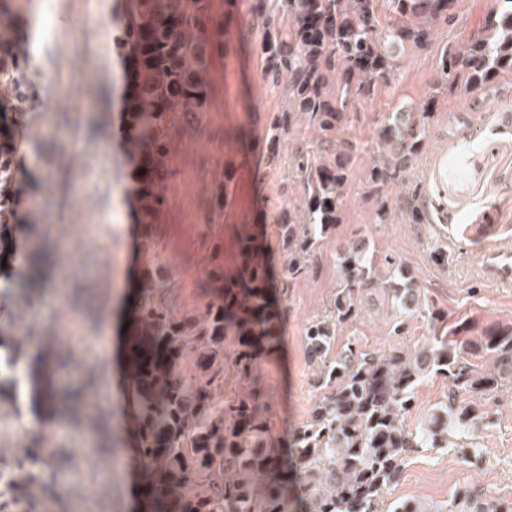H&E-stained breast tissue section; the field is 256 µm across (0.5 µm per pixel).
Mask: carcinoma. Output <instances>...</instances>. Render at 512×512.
Segmentation results:
<instances>
[{"label":"carcinoma","instance_id":"cac0c4a2","mask_svg":"<svg viewBox=\"0 0 512 512\" xmlns=\"http://www.w3.org/2000/svg\"><path fill=\"white\" fill-rule=\"evenodd\" d=\"M260 36V72L285 103L266 128L267 164L281 163L280 145L300 125L315 148L300 146L293 168L303 205L275 214L277 246L288 256L287 276L312 271L318 240L343 222L345 186L360 144L346 133L350 114L393 89L410 53L438 55L436 77L418 106L396 104L377 122V161L368 172L371 223L393 215L390 187L405 181L427 147L428 126L457 93L479 109L490 97L512 96V0H494L478 33L459 44L440 41L454 25L458 0H238ZM121 83L119 151L137 170L145 193L135 192L131 219L154 224L178 148V129L203 123L213 87L211 61L221 50L209 0H112ZM24 57L0 43V70H18ZM414 192L397 199L408 223H424ZM340 287L335 318L306 330L307 357L319 365L326 392L311 419L291 438L288 454L298 481L289 482L269 436V395L256 382L258 350L279 340L268 316L271 273L266 249L252 229L237 236L233 269L222 295L194 313L164 304L167 273L146 266L137 289L141 331L167 358L141 382L138 412L144 430L138 454L163 476L175 512H377L419 448L456 447L477 419L482 400L512 388V321L480 330L430 312L428 341L411 352H367L353 345L332 355L337 327L361 316L362 300L379 287L377 262L362 240L338 254ZM400 320L417 310L419 289L398 270L389 285ZM238 349L226 362L224 346ZM246 386L242 395L217 396L227 369ZM445 375L453 391L412 431L405 417L414 390L430 375ZM465 512H512V503L460 493Z\"/></svg>","mask_w":512,"mask_h":512}]
</instances>
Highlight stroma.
Masks as SVG:
<instances>
[{
    "label": "stroma",
    "instance_id": "obj_1",
    "mask_svg": "<svg viewBox=\"0 0 512 512\" xmlns=\"http://www.w3.org/2000/svg\"><path fill=\"white\" fill-rule=\"evenodd\" d=\"M95 0H59L52 16L59 40L39 60L54 83L46 106L38 87L19 95L24 123L32 131L21 145L20 169L30 184L29 203L19 215L25 224L30 263L17 266L12 292L0 297V347L15 349L21 364L37 362L71 399L54 410L36 406L31 396L0 391V472L28 471L34 498L16 496L15 484H0V512H141L134 478L123 459L131 454L122 412L134 399L115 385L119 360L107 344H120L122 315L134 295L136 269L160 264L169 273L166 302L176 313L202 305L217 287L208 263H234L240 226L251 225L266 247H274V215L299 202L302 188L291 158L297 140H312L301 128L281 144L283 161L266 164L265 128L281 104L279 91L260 78L256 35L248 34L245 10L225 28V48L213 59L214 89L209 119L179 131V148L166 201L148 250L139 252L127 232L126 192L132 187L112 141V88L121 67L117 58L100 64L98 52L112 42V23L93 21ZM76 20L64 28L63 20ZM404 78L361 112L351 114L348 133L361 148L346 186L343 224L321 238L314 271L280 289L274 311L281 321L280 350L258 364V379L271 393V440L285 444L305 425L324 391L306 356V327L326 318L339 279L336 254L342 245L366 240L380 260L379 277L394 280L398 266L409 268L421 293L422 312L398 323L390 302L375 296L360 320L336 331L334 351L355 345L364 351L413 350L425 341L423 312L436 309L449 321L482 327L512 320V122L502 116L512 99L488 101L472 110L464 98L449 96L448 107L429 127L428 147L397 197L418 189L426 224L370 221L364 182L375 159L377 118L404 100L420 103L435 76V54H412ZM466 149L465 175L448 170V156ZM237 172L223 205L215 196L226 162ZM392 264H384V257ZM451 383L433 375L419 384L406 416L416 427L447 402ZM487 418L472 429L482 456L464 462L456 448H421L405 463L403 475L383 498L382 512L394 504L422 503L428 512H451L458 490L482 500L512 502V390L487 401ZM53 434L54 464L42 459L43 436Z\"/></svg>",
    "mask_w": 512,
    "mask_h": 512
}]
</instances>
